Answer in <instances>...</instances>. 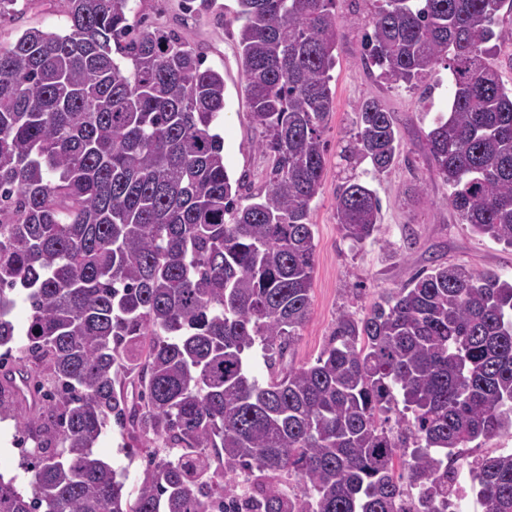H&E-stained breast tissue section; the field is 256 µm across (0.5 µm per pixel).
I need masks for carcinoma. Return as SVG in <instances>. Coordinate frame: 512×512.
<instances>
[{"label": "carcinoma", "mask_w": 512, "mask_h": 512, "mask_svg": "<svg viewBox=\"0 0 512 512\" xmlns=\"http://www.w3.org/2000/svg\"><path fill=\"white\" fill-rule=\"evenodd\" d=\"M334 2L237 0L272 161L257 193L231 179L214 132L224 75L178 33L130 20L132 0H67L64 33L0 46V348L26 339L0 367V415L31 443L32 472L28 493L0 476V512H214L240 495L236 512H448L462 449L512 431V280L493 271L419 272L364 316L339 312L315 362L283 365L311 313ZM503 9L375 0L364 51L398 87L445 63L448 112L425 147L461 223L512 248V87L492 63L512 35L495 30ZM399 151L392 114L361 101L339 157L380 176ZM379 214L376 191L345 177L336 219L352 246ZM257 343L265 382L248 369ZM112 422L150 445L132 501L94 452ZM469 471L483 512H512V452Z\"/></svg>", "instance_id": "1"}]
</instances>
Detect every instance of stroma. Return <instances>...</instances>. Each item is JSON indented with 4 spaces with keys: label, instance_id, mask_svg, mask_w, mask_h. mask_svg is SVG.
<instances>
[{
    "label": "stroma",
    "instance_id": "35a3bbf8",
    "mask_svg": "<svg viewBox=\"0 0 512 512\" xmlns=\"http://www.w3.org/2000/svg\"><path fill=\"white\" fill-rule=\"evenodd\" d=\"M218 9L204 17L187 13L183 0H135L139 16L152 26L177 31L201 55L206 67L224 76L225 108L217 132L224 139V158L231 177L248 174L252 189L265 185L269 161L255 143L260 132L251 121L237 50L240 24L234 19L236 0H217ZM373 0H336L339 18L338 54L332 70L334 109L323 137L328 146L324 186L311 204L315 268L310 319L290 355L293 364L313 362L329 341L336 315L347 309L365 314L385 289L408 281L417 271L437 264H458L492 270L512 277V248L473 233L460 223L447 203L448 186L432 172L422 135L438 113L448 109V71L416 87L395 86L363 59L364 21ZM66 0H27L23 9L0 23V43L7 45L36 27L64 31ZM373 97L391 112L401 151L390 171L375 176L370 162L347 166L339 156L353 129L355 108ZM370 182L381 200L379 232L361 247L345 240L336 221V190L348 174ZM15 420L0 418V474L28 490L31 475L21 465V450L13 442ZM95 452L106 460L135 497L145 477V465L134 442L117 426H109Z\"/></svg>",
    "mask_w": 512,
    "mask_h": 512
}]
</instances>
